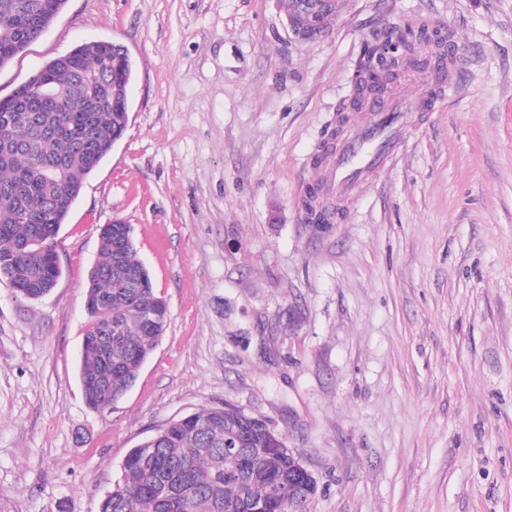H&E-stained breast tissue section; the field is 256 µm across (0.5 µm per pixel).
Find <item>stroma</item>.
Returning a JSON list of instances; mask_svg holds the SVG:
<instances>
[{"mask_svg": "<svg viewBox=\"0 0 512 512\" xmlns=\"http://www.w3.org/2000/svg\"><path fill=\"white\" fill-rule=\"evenodd\" d=\"M451 33L456 89L315 230L302 206L369 45ZM124 46L122 138L57 237L44 297L0 281V512H99L131 448L227 403L317 482L306 512H512V0H67L0 98L76 46ZM131 224L170 320L112 409L84 400L85 289ZM290 14H286L290 31L295 37L307 38L324 30L318 26V16L335 9V0H297Z\"/></svg>", "mask_w": 512, "mask_h": 512, "instance_id": "stroma-1", "label": "stroma"}]
</instances>
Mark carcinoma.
I'll list each match as a JSON object with an SVG mask.
<instances>
[{
    "label": "carcinoma",
    "mask_w": 512,
    "mask_h": 512,
    "mask_svg": "<svg viewBox=\"0 0 512 512\" xmlns=\"http://www.w3.org/2000/svg\"><path fill=\"white\" fill-rule=\"evenodd\" d=\"M66 0H0V68L40 38ZM406 61L419 62L436 30L407 29ZM130 60L113 43H84L48 61L0 100V280L39 299L57 284L52 250L86 177L127 124ZM102 232L85 293L89 322L80 380L97 411L121 400L163 337L169 308L135 245L118 248L119 227ZM238 435L239 452L224 453ZM100 512H292L288 446L229 406L173 419L132 448Z\"/></svg>",
    "instance_id": "carcinoma-1"
}]
</instances>
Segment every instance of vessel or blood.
Masks as SVG:
<instances>
[{
  "mask_svg": "<svg viewBox=\"0 0 512 512\" xmlns=\"http://www.w3.org/2000/svg\"><path fill=\"white\" fill-rule=\"evenodd\" d=\"M455 49L437 52L429 67L418 73L411 97L390 102L386 86L375 84L357 93L351 108L358 119L331 146L326 175L337 199L349 197L371 177L388 168L404 145L412 117L434 111L448 89V60Z\"/></svg>",
  "mask_w": 512,
  "mask_h": 512,
  "instance_id": "1",
  "label": "vessel or blood"
}]
</instances>
